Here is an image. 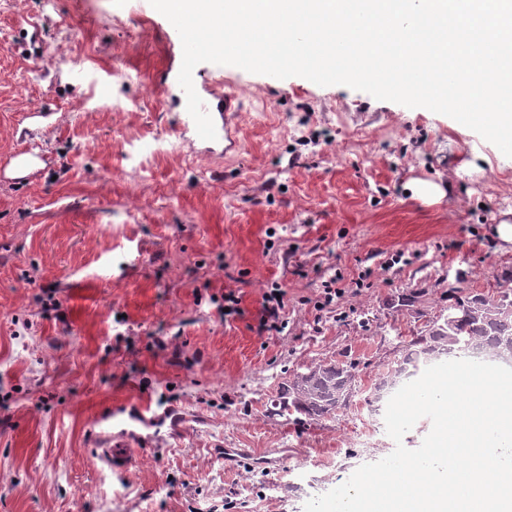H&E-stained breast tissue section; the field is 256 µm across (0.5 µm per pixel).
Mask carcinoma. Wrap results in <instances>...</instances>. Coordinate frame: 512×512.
I'll return each mask as SVG.
<instances>
[{"label":"carcinoma","instance_id":"cac0c4a2","mask_svg":"<svg viewBox=\"0 0 512 512\" xmlns=\"http://www.w3.org/2000/svg\"><path fill=\"white\" fill-rule=\"evenodd\" d=\"M453 320L440 313L429 320L428 329L417 335L390 376H397L406 364L459 357L481 349L496 357L512 343V288L500 285L492 290L448 289ZM354 366L335 362L312 363L284 383L276 408L293 411L310 420L330 417L347 404L355 382Z\"/></svg>","mask_w":512,"mask_h":512}]
</instances>
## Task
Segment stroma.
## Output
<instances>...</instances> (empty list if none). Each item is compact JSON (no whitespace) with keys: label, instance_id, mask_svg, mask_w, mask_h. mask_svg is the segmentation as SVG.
<instances>
[{"label":"stroma","instance_id":"1","mask_svg":"<svg viewBox=\"0 0 512 512\" xmlns=\"http://www.w3.org/2000/svg\"><path fill=\"white\" fill-rule=\"evenodd\" d=\"M178 54L149 0H0V512H304L318 481L393 452L368 400L449 288L512 273L495 232L512 158L473 130L228 66L243 148L195 154L151 80ZM22 155L33 168L8 176ZM366 269L317 310L324 280ZM274 283L288 325L271 336L257 313ZM228 288L245 311L230 322ZM320 361L354 363L349 404L273 415L289 374ZM140 397L168 419L126 422L124 475L92 464L97 421ZM228 448L249 454L229 467Z\"/></svg>","mask_w":512,"mask_h":512}]
</instances>
